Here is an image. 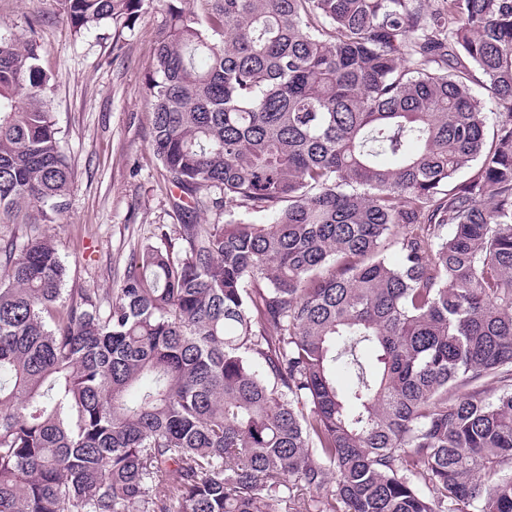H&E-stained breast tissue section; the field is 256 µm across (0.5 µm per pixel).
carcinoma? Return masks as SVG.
Instances as JSON below:
<instances>
[{
    "mask_svg": "<svg viewBox=\"0 0 512 512\" xmlns=\"http://www.w3.org/2000/svg\"><path fill=\"white\" fill-rule=\"evenodd\" d=\"M166 4L179 223L105 301L45 230L40 39L0 32V512H512V0Z\"/></svg>",
    "mask_w": 512,
    "mask_h": 512,
    "instance_id": "cac0c4a2",
    "label": "carcinoma"
}]
</instances>
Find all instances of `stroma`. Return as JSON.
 <instances>
[{
  "mask_svg": "<svg viewBox=\"0 0 512 512\" xmlns=\"http://www.w3.org/2000/svg\"><path fill=\"white\" fill-rule=\"evenodd\" d=\"M164 0H144L133 28L112 22L74 33L58 0H0V31L44 45L50 95L70 157L69 208L51 233L67 264L65 288L110 295L134 244L178 221L150 146L148 73Z\"/></svg>",
  "mask_w": 512,
  "mask_h": 512,
  "instance_id": "1",
  "label": "stroma"
}]
</instances>
